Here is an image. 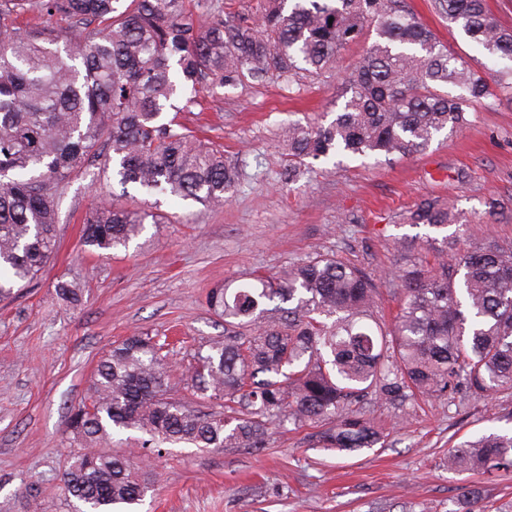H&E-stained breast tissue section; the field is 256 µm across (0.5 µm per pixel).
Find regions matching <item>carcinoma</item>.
<instances>
[{"mask_svg":"<svg viewBox=\"0 0 512 512\" xmlns=\"http://www.w3.org/2000/svg\"><path fill=\"white\" fill-rule=\"evenodd\" d=\"M436 8L487 58L508 61L495 83L448 52L406 0H260L254 17L221 15L208 0H0V300L46 267L65 185L90 166L110 188L155 198L147 208H92L81 239L91 254L125 249L145 225L165 223L163 198L230 200L242 172L181 121L189 105L176 100L187 91L321 76L372 31L332 119L285 125L288 179L312 171V160L402 159L463 131L493 88L512 93V27L486 0ZM406 222L443 236L395 239L406 257L391 278L398 310L389 322L374 275L334 253L210 289L224 340L197 352L186 390L221 401L217 410L174 394L156 337L113 345L93 373L90 406L68 421L81 448L59 477L73 512H137L151 491L136 456L112 450L122 432L146 436L144 448L222 451L265 448L271 425L291 424L317 427L322 447L354 453L384 438L367 415L373 400L511 396L512 247L461 248L468 220L439 198L420 200ZM55 295L78 306L85 285L60 279ZM448 469L511 474L512 431L448 449Z\"/></svg>","mask_w":512,"mask_h":512,"instance_id":"cac0c4a2","label":"carcinoma"}]
</instances>
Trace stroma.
<instances>
[{"label": "stroma", "mask_w": 512, "mask_h": 512, "mask_svg": "<svg viewBox=\"0 0 512 512\" xmlns=\"http://www.w3.org/2000/svg\"><path fill=\"white\" fill-rule=\"evenodd\" d=\"M450 51L473 64L485 58L449 29L433 0H407ZM292 87L268 82L199 97L205 135L243 170L220 209L170 200L175 223L147 225L117 255L80 246L91 205L109 202L99 181L65 191L51 263L28 287L0 301V512H27L21 495L35 481L42 512H71L56 473L73 446L66 427L88 395L96 363L113 342L148 332L181 338L168 357L173 378L188 379L199 348L224 336L209 289L245 272L275 273L317 253L340 252L388 278L400 260L393 238L418 235L405 216L418 200L444 198L472 224L464 246L512 244V98L476 106L470 126L439 137L401 161L319 163L289 182L280 130L331 111L348 65ZM85 283L81 306L60 302L58 278ZM512 397L478 404L448 399L427 405H377L383 445L344 455L317 445L311 428L274 430L269 447L218 452L188 447L143 450L153 490L140 512H461L464 488L482 486L497 506L512 507V474L493 479L449 470L452 446L503 429Z\"/></svg>", "instance_id": "stroma-1"}]
</instances>
